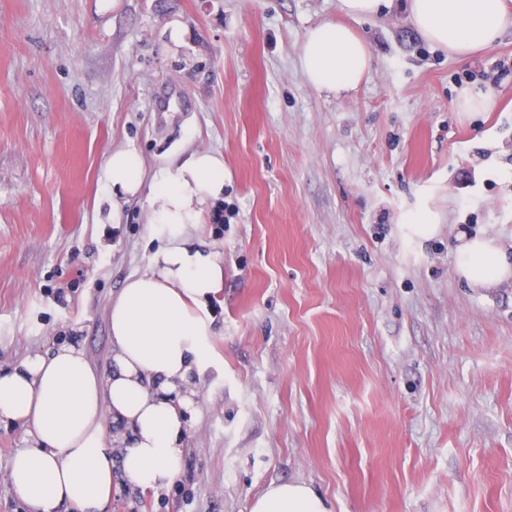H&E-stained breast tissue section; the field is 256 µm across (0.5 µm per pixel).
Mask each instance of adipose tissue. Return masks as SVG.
Wrapping results in <instances>:
<instances>
[{"label": "adipose tissue", "instance_id": "1", "mask_svg": "<svg viewBox=\"0 0 512 512\" xmlns=\"http://www.w3.org/2000/svg\"><path fill=\"white\" fill-rule=\"evenodd\" d=\"M408 18L429 43L464 62L512 27V0H406ZM316 90L357 87L373 67L366 41L347 24L310 29L299 52ZM113 221L123 202L150 193L147 221L165 242L148 268L131 275L109 310L112 356L92 367L77 346L34 353L0 371V422L24 430L28 447L8 467L13 494L29 512H106L112 467L145 490L170 485L184 456L183 438L198 406L189 379L210 358V302L224 288L218 254L196 244L206 212L224 197V156L182 148L155 170L136 149H113L104 169ZM459 274L490 288L512 277V260L492 240L467 238ZM251 512H328L308 485H271Z\"/></svg>", "mask_w": 512, "mask_h": 512}]
</instances>
